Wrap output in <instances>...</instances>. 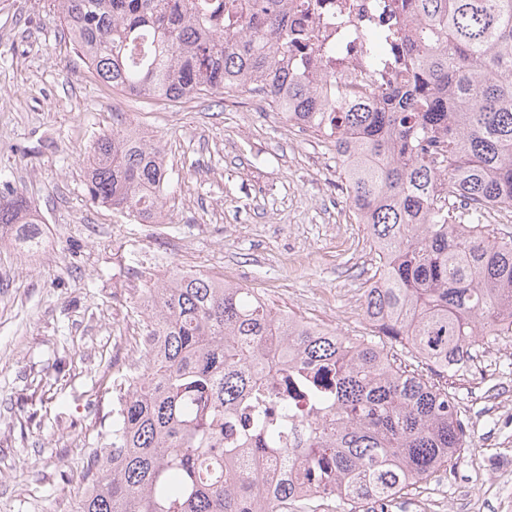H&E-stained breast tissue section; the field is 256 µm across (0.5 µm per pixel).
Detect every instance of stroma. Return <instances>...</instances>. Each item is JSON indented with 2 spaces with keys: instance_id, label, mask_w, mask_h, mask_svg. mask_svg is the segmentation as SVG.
Instances as JSON below:
<instances>
[{
  "instance_id": "35a3bbf8",
  "label": "stroma",
  "mask_w": 512,
  "mask_h": 512,
  "mask_svg": "<svg viewBox=\"0 0 512 512\" xmlns=\"http://www.w3.org/2000/svg\"><path fill=\"white\" fill-rule=\"evenodd\" d=\"M250 92L166 101L103 85L53 0H0V183L43 218L32 257L0 247V512H74L83 468L144 341L147 280L216 274L277 309L366 338L372 252L334 147L295 135ZM166 154L162 222L90 202L84 153L117 114ZM468 444L391 512H512V337L447 381Z\"/></svg>"
}]
</instances>
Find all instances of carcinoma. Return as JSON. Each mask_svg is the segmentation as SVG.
Masks as SVG:
<instances>
[{
    "label": "carcinoma",
    "instance_id": "obj_1",
    "mask_svg": "<svg viewBox=\"0 0 512 512\" xmlns=\"http://www.w3.org/2000/svg\"><path fill=\"white\" fill-rule=\"evenodd\" d=\"M99 80L169 100L246 89L291 126L333 144L349 207L375 254L363 316L429 377L368 340L318 329L218 276L178 269L147 285L145 351L75 512H347L393 500L451 466L467 444L434 377L512 336V234L483 223L512 208V0H390L412 28L403 80L341 103L320 87L322 51L286 0H54ZM159 141L125 122L88 152L90 200L163 217ZM38 213L0 191V243L39 253ZM279 375L271 420L265 380ZM246 411L235 443L224 421ZM279 466L270 483L244 459Z\"/></svg>",
    "mask_w": 512,
    "mask_h": 512
}]
</instances>
